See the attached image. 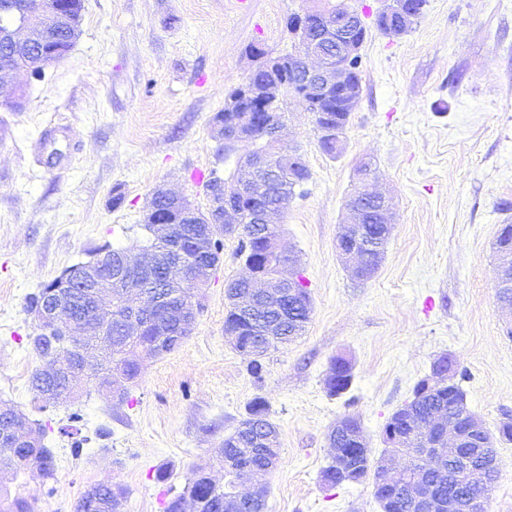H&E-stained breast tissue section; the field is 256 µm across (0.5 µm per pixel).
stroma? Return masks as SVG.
<instances>
[{
    "instance_id": "obj_1",
    "label": "stroma",
    "mask_w": 512,
    "mask_h": 512,
    "mask_svg": "<svg viewBox=\"0 0 512 512\" xmlns=\"http://www.w3.org/2000/svg\"><path fill=\"white\" fill-rule=\"evenodd\" d=\"M347 2L368 33L339 154L321 150L312 113L285 104L280 148L301 154L310 177L278 233L313 309L304 335L267 355L259 383L224 337V284L245 273L237 238L224 240L189 338L144 361L121 401L89 383L74 402L39 406L27 298L102 246L139 244L156 190L207 208L195 170L228 178L252 150L222 152L214 116L262 59L291 50L293 15L336 0H83L73 48L41 78L14 76L27 102L0 105V401L45 427L57 457L53 476L29 470L0 491L33 512H74L108 478L127 491L124 512H163L193 469L223 481L217 451L260 396L281 456L267 512H381L372 478L322 484L328 432L354 416L372 460L386 458L388 418L443 353L490 432L512 420V315L494 275L498 231L512 224V0H427L399 37L375 24L382 0ZM366 162L392 224L374 276L358 281L336 236ZM336 356L353 365L346 397L324 389ZM163 468L171 482L157 481Z\"/></svg>"
}]
</instances>
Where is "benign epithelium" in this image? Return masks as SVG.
<instances>
[{"mask_svg": "<svg viewBox=\"0 0 512 512\" xmlns=\"http://www.w3.org/2000/svg\"><path fill=\"white\" fill-rule=\"evenodd\" d=\"M70 0H19L12 6L14 21L0 28V81L17 71L39 76L60 54L48 55L36 47L53 41L64 22L71 16ZM418 15L415 0H386L376 14L382 24L392 22L408 24ZM297 37L294 52L262 63L238 86L235 99L224 109V119L216 120V137L224 145L233 148L240 143H251L255 150L245 163L250 176L232 186L219 179L207 189L210 206L206 215V227L189 229L187 225L197 220L198 211L185 196L158 190L154 197L165 196L171 203L169 211L160 213L151 204L145 220L152 225V237L159 241H175L168 257L174 281L190 286V297L179 309L169 305V297L154 295L148 309L163 314L159 328L167 324L187 327L202 304L204 289L212 278L213 265L209 262L214 234L233 228L241 223L242 206L246 200L262 201L278 183L276 176L287 174L295 167L297 157L279 150L284 130L283 119L270 109L288 95L297 97L306 110L319 113V141L341 148L342 127L333 112H344L353 107L362 92L361 81L354 78L350 63L359 57L363 45L356 36L361 26L360 13L341 2L330 9L309 10L294 16L290 23ZM375 176L370 165L361 168L362 187L348 203L351 217L341 226L338 252L345 258L376 248V237L368 231L367 215L376 216L383 232L390 228V200L372 189ZM282 204L259 206L252 215L254 224L276 226L281 223ZM160 253L155 247L136 251L129 261V272L141 278L153 279ZM248 270L246 280L255 287L253 297L269 302L287 295L295 296V276L285 272L281 263L279 274L273 279L262 276L245 261ZM72 278L68 269L56 278L61 291L52 295L42 306L32 309L38 330L50 337V352H60L80 364L67 374L69 388L78 392L94 382L112 390V396L121 398L125 392V380L111 369L112 350V268L93 259L80 265L77 283L86 289L87 299L95 306L94 318L75 321L70 316L74 295L66 291ZM496 282L512 285V255L500 257ZM453 357L444 355L435 361L434 374L428 378L420 392L434 390V383L455 387V375L451 368ZM435 442L417 451V457L427 462L419 471V477L407 486L416 512H460L466 496L454 489L442 496L440 488L432 481V474L441 459V449L448 448V457L457 465L473 468L482 447L480 428L473 425L460 427L446 417L430 426ZM412 433H404L397 427H387L384 437L390 448H402ZM8 442L15 448H37L40 437L21 420L8 415L0 418V442Z\"/></svg>", "mask_w": 512, "mask_h": 512, "instance_id": "7a95c632", "label": "benign epithelium"}]
</instances>
